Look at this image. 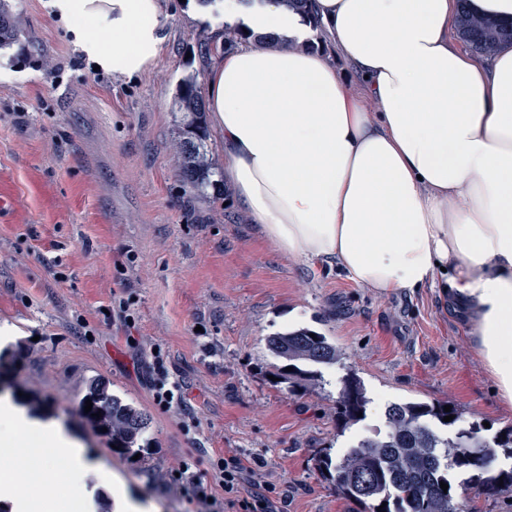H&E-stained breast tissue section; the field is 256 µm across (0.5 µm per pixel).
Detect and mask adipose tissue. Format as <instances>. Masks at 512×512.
Returning <instances> with one entry per match:
<instances>
[{
  "label": "adipose tissue",
  "mask_w": 512,
  "mask_h": 512,
  "mask_svg": "<svg viewBox=\"0 0 512 512\" xmlns=\"http://www.w3.org/2000/svg\"><path fill=\"white\" fill-rule=\"evenodd\" d=\"M352 85L281 0H225L224 24L265 36L205 73L224 177L283 255L337 265L377 294L450 288L498 399L512 404V45L486 59L452 39L458 0H315ZM80 54L132 78L158 59L160 0H49ZM0 498L54 512L110 485L146 512L61 424L0 396Z\"/></svg>",
  "instance_id": "obj_1"
}]
</instances>
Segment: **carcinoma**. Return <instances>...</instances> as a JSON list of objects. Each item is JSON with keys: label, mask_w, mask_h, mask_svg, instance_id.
Returning <instances> with one entry per match:
<instances>
[{"label": "carcinoma", "mask_w": 512, "mask_h": 512, "mask_svg": "<svg viewBox=\"0 0 512 512\" xmlns=\"http://www.w3.org/2000/svg\"><path fill=\"white\" fill-rule=\"evenodd\" d=\"M15 0H0V51L20 41L21 26L14 10ZM283 5L309 19L318 28L313 0H282ZM460 0L456 27L478 55L491 58L499 48L512 43V25L472 14ZM176 105L183 113L174 131L180 155V177L198 195L210 187L204 103L194 78L177 86ZM267 347L281 365L277 377L288 387L307 389L321 377L319 366L342 363L343 353L327 337L308 327L284 330L266 339ZM292 371L287 372L285 368ZM92 410L84 412L86 401ZM370 398L361 380L349 372L341 379L336 400V424L345 429L365 420ZM443 402H393L385 410L384 430L362 437L336 457L323 449L315 455L316 468L324 472L336 493L357 502L363 512H469L471 492L498 496L512 492V469L496 466L499 455L512 459V429L489 439L483 427L466 422L456 406L444 412ZM101 416H95V413ZM454 415L443 421L447 414ZM83 427L115 445L122 455L141 456L152 449L146 437L149 418L136 405L112 394L102 377L90 379L78 403ZM448 484L447 490L440 483Z\"/></svg>", "instance_id": "carcinoma-1"}]
</instances>
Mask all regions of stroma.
Here are the masks:
<instances>
[{"label":"stroma","instance_id":"35a3bbf8","mask_svg":"<svg viewBox=\"0 0 512 512\" xmlns=\"http://www.w3.org/2000/svg\"><path fill=\"white\" fill-rule=\"evenodd\" d=\"M17 3L32 40L0 63V326L14 328L24 351L0 370L1 390L41 396V417L73 428L156 512H210L188 503L174 476L188 463L211 483L232 454L247 483L283 495L280 512H360L314 457L375 435L393 402H450L489 438L512 428V406L498 401L467 320L440 289L376 295L336 266L278 253L232 188L201 199L182 182L175 90L223 53L222 16L197 0H162L163 51L127 79L98 74L46 0ZM129 254L134 266L118 273ZM120 296L134 300L135 330L104 315ZM294 326L344 354L322 367L319 386L296 392L274 381L265 342ZM155 347L182 374L192 418L154 403ZM349 370L371 402L342 431L336 397ZM95 376L148 415L149 458L119 455L79 429L81 390ZM198 446L206 456L194 455Z\"/></svg>","mask_w":512,"mask_h":512}]
</instances>
